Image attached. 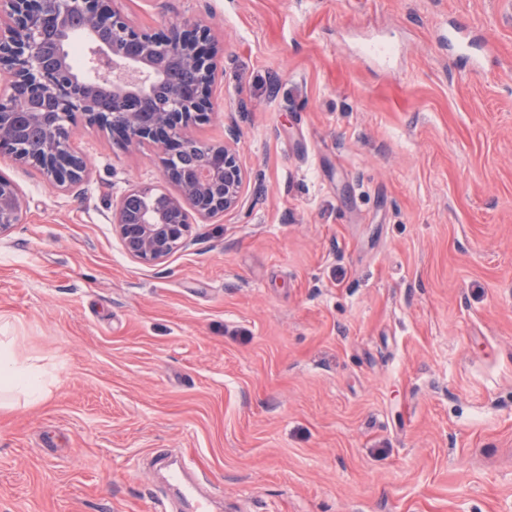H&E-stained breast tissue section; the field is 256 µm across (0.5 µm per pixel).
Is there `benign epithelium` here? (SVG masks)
Returning <instances> with one entry per match:
<instances>
[{"label": "benign epithelium", "mask_w": 512, "mask_h": 512, "mask_svg": "<svg viewBox=\"0 0 512 512\" xmlns=\"http://www.w3.org/2000/svg\"><path fill=\"white\" fill-rule=\"evenodd\" d=\"M84 16L92 43L89 72L78 74L68 56L69 18ZM217 45L208 26L187 23L168 35L137 32L108 0H0V77L22 84L29 102L19 104L0 87V157L32 164L54 187L81 182L88 169L83 155L60 148L71 140L73 119L112 132L130 144L149 143L161 154L164 178L178 181L180 195L153 194L136 186L113 205L112 223L125 252L144 265L165 261L192 235L189 204L208 219L242 203L245 174L227 145H204L186 133L192 122L216 112L210 89L219 78ZM173 57L194 67L200 82L187 94L173 88L155 112L141 111L166 79ZM23 124L41 130V144L25 152L18 141ZM205 148L209 163L182 167V158ZM24 201L16 185L0 176V236L20 223Z\"/></svg>", "instance_id": "benign-epithelium-1"}]
</instances>
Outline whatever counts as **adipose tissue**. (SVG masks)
Returning a JSON list of instances; mask_svg holds the SVG:
<instances>
[{
  "label": "adipose tissue",
  "instance_id": "1",
  "mask_svg": "<svg viewBox=\"0 0 512 512\" xmlns=\"http://www.w3.org/2000/svg\"><path fill=\"white\" fill-rule=\"evenodd\" d=\"M49 394L44 370L30 361L22 359L13 340L0 342V402L16 397H25L27 404L44 402Z\"/></svg>",
  "mask_w": 512,
  "mask_h": 512
}]
</instances>
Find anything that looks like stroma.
<instances>
[{"mask_svg":"<svg viewBox=\"0 0 512 512\" xmlns=\"http://www.w3.org/2000/svg\"><path fill=\"white\" fill-rule=\"evenodd\" d=\"M223 50L242 204L163 263L112 204L178 195L85 122L88 177L0 237V326L53 373L0 408V512H151L181 458L215 512H512V0H112Z\"/></svg>","mask_w":512,"mask_h":512,"instance_id":"1","label":"stroma"}]
</instances>
